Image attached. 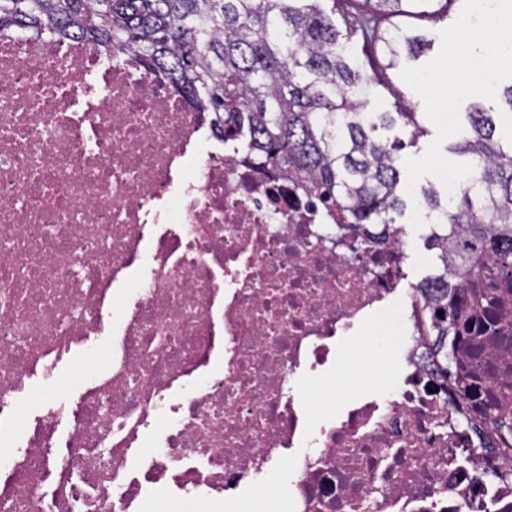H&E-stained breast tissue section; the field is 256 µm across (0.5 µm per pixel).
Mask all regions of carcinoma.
<instances>
[{"label":"carcinoma","mask_w":512,"mask_h":512,"mask_svg":"<svg viewBox=\"0 0 512 512\" xmlns=\"http://www.w3.org/2000/svg\"><path fill=\"white\" fill-rule=\"evenodd\" d=\"M347 2L346 34L319 0H0V30H32L39 38L92 41L107 51L132 50L165 73L185 97L216 115L226 135L249 134L247 151L259 164L306 177L311 195L351 224L391 228L406 201L400 191L402 141H383L379 129L398 124L411 140L423 134L414 113L365 112L358 97L372 61L399 64L426 43L393 19L409 13L440 18L448 0H333ZM364 50L353 65L347 43ZM468 119L472 136L454 150L473 172L459 196L442 203L423 192L427 208L443 216L427 239L438 250L439 272L423 287L444 291L441 333L457 324L448 276L476 284H512V140L495 139L492 110L478 104Z\"/></svg>","instance_id":"1"}]
</instances>
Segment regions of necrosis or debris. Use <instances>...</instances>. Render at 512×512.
Wrapping results in <instances>:
<instances>
[{
  "mask_svg": "<svg viewBox=\"0 0 512 512\" xmlns=\"http://www.w3.org/2000/svg\"><path fill=\"white\" fill-rule=\"evenodd\" d=\"M131 56L0 33V512L237 507L271 481L280 512H512L501 283L449 289L476 331L441 370L407 230L334 224ZM391 312L393 388L316 413L302 384ZM100 338L112 365L70 403L60 366Z\"/></svg>",
  "mask_w": 512,
  "mask_h": 512,
  "instance_id": "necrosis-or-debris-1",
  "label": "necrosis or debris"
}]
</instances>
